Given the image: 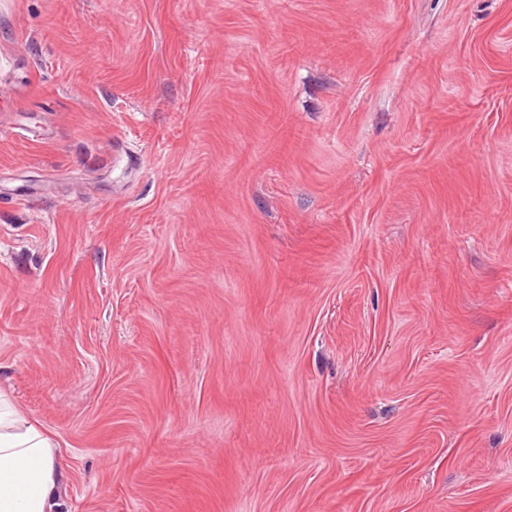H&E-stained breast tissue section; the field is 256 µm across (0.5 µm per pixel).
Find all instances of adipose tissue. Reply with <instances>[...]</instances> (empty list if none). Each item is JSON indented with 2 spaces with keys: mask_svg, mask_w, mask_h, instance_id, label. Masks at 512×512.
Listing matches in <instances>:
<instances>
[{
  "mask_svg": "<svg viewBox=\"0 0 512 512\" xmlns=\"http://www.w3.org/2000/svg\"><path fill=\"white\" fill-rule=\"evenodd\" d=\"M52 435L0 398V512H66Z\"/></svg>",
  "mask_w": 512,
  "mask_h": 512,
  "instance_id": "obj_1",
  "label": "adipose tissue"
}]
</instances>
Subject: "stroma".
<instances>
[{
  "instance_id": "stroma-1",
  "label": "stroma",
  "mask_w": 512,
  "mask_h": 512,
  "mask_svg": "<svg viewBox=\"0 0 512 512\" xmlns=\"http://www.w3.org/2000/svg\"><path fill=\"white\" fill-rule=\"evenodd\" d=\"M0 393L68 512H512V0H0Z\"/></svg>"
}]
</instances>
